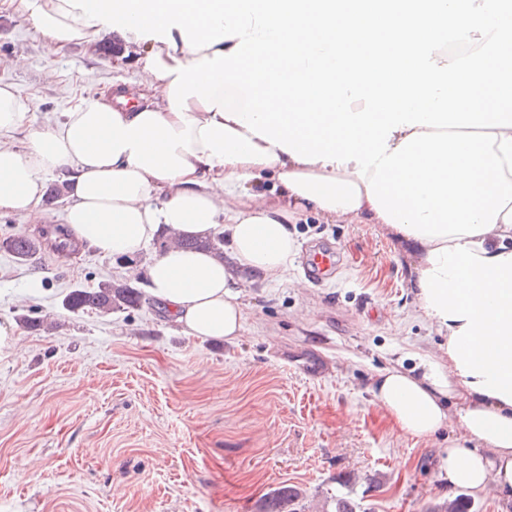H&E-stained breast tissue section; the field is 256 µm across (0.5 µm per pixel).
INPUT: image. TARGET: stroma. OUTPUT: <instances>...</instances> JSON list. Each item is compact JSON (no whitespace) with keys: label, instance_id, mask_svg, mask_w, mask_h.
Wrapping results in <instances>:
<instances>
[{"label":"stroma","instance_id":"35a3bbf8","mask_svg":"<svg viewBox=\"0 0 512 512\" xmlns=\"http://www.w3.org/2000/svg\"><path fill=\"white\" fill-rule=\"evenodd\" d=\"M137 68L132 54L54 49L0 0V84L29 100L16 146ZM293 229L286 278L242 288L248 317L233 341L184 335L147 298L109 315L66 310L71 289L130 275L90 250L65 261L45 245L22 263L0 250V319L23 336L0 354V512H259L284 484L301 489L305 512H333L338 496L357 512L451 499L433 474L451 431L410 437L370 391L395 350L410 368L413 352L447 347L417 313L409 258L377 224L307 211ZM314 243L340 252L321 286L303 274ZM46 315L49 332L20 322Z\"/></svg>","mask_w":512,"mask_h":512}]
</instances>
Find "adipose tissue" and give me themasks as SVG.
Returning <instances> with one entry per match:
<instances>
[{
  "label": "adipose tissue",
  "instance_id": "ef3b65f1",
  "mask_svg": "<svg viewBox=\"0 0 512 512\" xmlns=\"http://www.w3.org/2000/svg\"><path fill=\"white\" fill-rule=\"evenodd\" d=\"M51 45H96L105 25L86 26L83 10L65 0H9ZM170 78L139 69L125 82L112 109L123 123L150 111L175 131L184 124L168 100ZM193 173L158 179L130 165L121 153L112 165L92 166L76 157L68 131L89 110L81 98L62 119L32 130L26 148L11 143L29 102L0 87V212L38 228L44 177L59 174L66 185V224L72 237L97 254L137 255L160 229L206 237L223 233L230 262L176 246L152 257L145 268L152 302L186 335L235 340L247 319L236 291L242 272L275 283L284 279L297 252L295 216L313 210L325 223L376 224L354 163L304 164L218 112L188 101ZM272 189H265V181ZM386 233L412 260L410 285L418 314L448 342L446 358L420 359V373L394 364L378 371L377 400L405 434L426 438L458 427L435 462L443 486L475 493L495 490L512 498V203L493 230L469 237L428 241L393 226Z\"/></svg>",
  "mask_w": 512,
  "mask_h": 512
}]
</instances>
